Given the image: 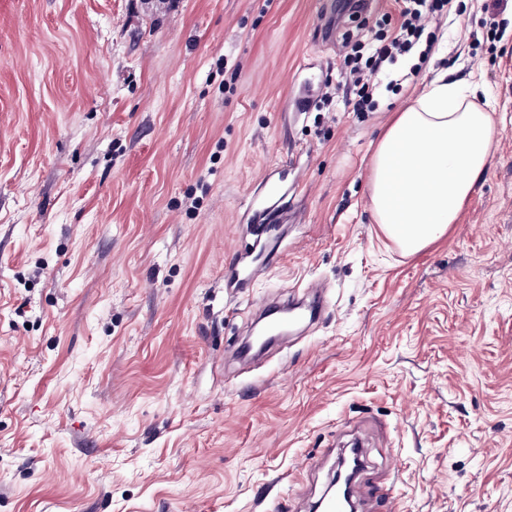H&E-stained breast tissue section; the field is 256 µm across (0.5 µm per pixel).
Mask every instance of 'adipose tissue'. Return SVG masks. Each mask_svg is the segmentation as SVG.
<instances>
[{"mask_svg":"<svg viewBox=\"0 0 512 512\" xmlns=\"http://www.w3.org/2000/svg\"><path fill=\"white\" fill-rule=\"evenodd\" d=\"M478 90L437 76L395 113L369 158L372 210L403 253L444 239L487 171L497 127Z\"/></svg>","mask_w":512,"mask_h":512,"instance_id":"ef3b65f1","label":"adipose tissue"}]
</instances>
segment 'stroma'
Listing matches in <instances>:
<instances>
[{"label": "stroma", "instance_id": "35a3bbf8", "mask_svg": "<svg viewBox=\"0 0 512 512\" xmlns=\"http://www.w3.org/2000/svg\"><path fill=\"white\" fill-rule=\"evenodd\" d=\"M452 0L441 57L303 116L374 16L324 0H0V512H311L343 423L365 430L366 512H512V7ZM477 39H470V32ZM240 64L231 79V64ZM498 135L446 240L406 256L370 202L392 113L442 70ZM285 168L288 220L224 285L239 215ZM324 317L251 368L260 303L312 284Z\"/></svg>", "mask_w": 512, "mask_h": 512}]
</instances>
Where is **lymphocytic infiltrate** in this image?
<instances>
[{"label":"lymphocytic infiltrate","instance_id":"f902f5d3","mask_svg":"<svg viewBox=\"0 0 512 512\" xmlns=\"http://www.w3.org/2000/svg\"><path fill=\"white\" fill-rule=\"evenodd\" d=\"M448 0H392L396 24L389 33L374 34L371 40L346 41L340 61V75L353 109L372 112L378 107L379 86L374 77L385 73L388 91L396 92L403 82L416 77L427 63L429 49L424 35L431 23L439 21Z\"/></svg>","mask_w":512,"mask_h":512}]
</instances>
